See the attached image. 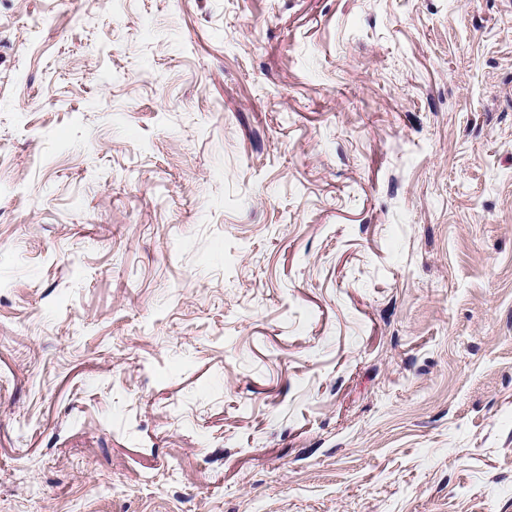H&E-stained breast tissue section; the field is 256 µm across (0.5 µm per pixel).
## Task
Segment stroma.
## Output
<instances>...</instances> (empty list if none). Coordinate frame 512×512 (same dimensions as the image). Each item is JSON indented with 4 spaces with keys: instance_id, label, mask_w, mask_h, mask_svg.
Here are the masks:
<instances>
[{
    "instance_id": "1",
    "label": "stroma",
    "mask_w": 512,
    "mask_h": 512,
    "mask_svg": "<svg viewBox=\"0 0 512 512\" xmlns=\"http://www.w3.org/2000/svg\"><path fill=\"white\" fill-rule=\"evenodd\" d=\"M0 512H512V0H0Z\"/></svg>"
}]
</instances>
